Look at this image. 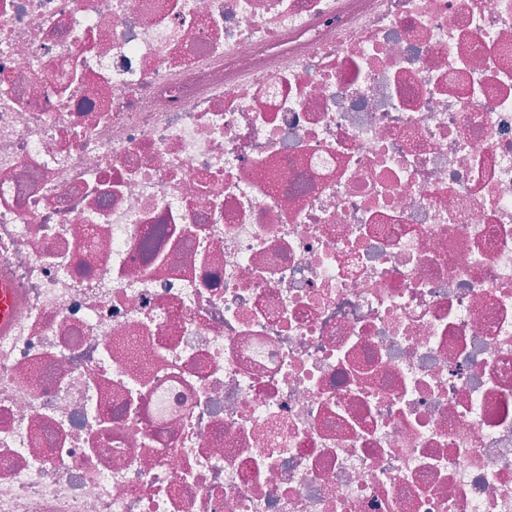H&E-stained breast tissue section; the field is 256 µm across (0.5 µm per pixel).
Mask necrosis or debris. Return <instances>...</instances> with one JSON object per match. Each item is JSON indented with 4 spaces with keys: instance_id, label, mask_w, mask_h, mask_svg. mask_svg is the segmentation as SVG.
<instances>
[{
    "instance_id": "1",
    "label": "necrosis or debris",
    "mask_w": 512,
    "mask_h": 512,
    "mask_svg": "<svg viewBox=\"0 0 512 512\" xmlns=\"http://www.w3.org/2000/svg\"><path fill=\"white\" fill-rule=\"evenodd\" d=\"M0 512H512V0H0Z\"/></svg>"
}]
</instances>
